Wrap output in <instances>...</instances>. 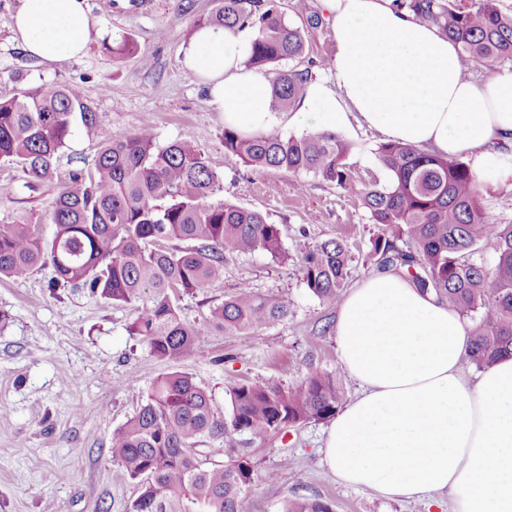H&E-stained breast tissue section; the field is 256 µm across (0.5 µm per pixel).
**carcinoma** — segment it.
I'll return each mask as SVG.
<instances>
[{
    "label": "carcinoma",
    "mask_w": 512,
    "mask_h": 512,
    "mask_svg": "<svg viewBox=\"0 0 512 512\" xmlns=\"http://www.w3.org/2000/svg\"><path fill=\"white\" fill-rule=\"evenodd\" d=\"M196 26L249 27L256 33L249 68H271V108H294L312 78L302 62L303 31L288 21L281 0H215ZM502 0H395L396 7L436 27L459 47L464 73L479 63H512V11ZM80 120L100 140L92 170L72 172L57 193L46 241L35 224H0V277L19 278L50 262L57 279L104 300L135 305L129 331L151 355L177 360L202 352L210 331L248 334L288 317L285 295L262 296L240 287L210 310L202 324L182 318L177 299L224 274L226 253L260 250L280 264L301 258L303 282L322 303L347 286L348 245L331 238L289 252L280 225L259 211L216 201L219 177L191 141L164 146L146 131H101L96 112L70 85L42 83L0 99V157L38 183L51 182L71 125ZM353 145L336 133L285 137L278 130L246 136L224 127V150L254 170L284 168L352 188L346 158ZM389 173L384 185L360 191L378 228L367 261L405 273L423 291L474 321L465 366L484 369L512 357V223L492 221L481 205L483 183L471 167L410 145L376 149ZM484 243L496 260L474 259ZM339 372L310 373L302 382H239L225 389L224 411L188 374L155 379L137 412L112 432L110 452L122 474L141 483L129 512H241L257 477L244 445L273 433L336 415ZM218 442L227 462L207 461L199 446ZM283 512H332L329 502L289 499Z\"/></svg>",
    "instance_id": "cac0c4a2"
}]
</instances>
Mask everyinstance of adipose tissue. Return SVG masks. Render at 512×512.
<instances>
[{"label":"adipose tissue","instance_id":"ef3b65f1","mask_svg":"<svg viewBox=\"0 0 512 512\" xmlns=\"http://www.w3.org/2000/svg\"><path fill=\"white\" fill-rule=\"evenodd\" d=\"M391 2L321 0L336 81H310L292 122L315 133L355 122L391 142L466 157L481 179H512V74L465 78L457 46ZM93 27L85 0H21L12 24L43 63L84 55ZM253 40L247 27L199 28L183 66L226 126L263 135L280 118L269 76L245 65ZM335 333L360 389L326 431L323 459L337 480L385 497L443 492L450 512H512V357L470 378L469 326L388 270L348 291Z\"/></svg>","mask_w":512,"mask_h":512}]
</instances>
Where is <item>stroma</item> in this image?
<instances>
[{
  "instance_id": "obj_1",
  "label": "stroma",
  "mask_w": 512,
  "mask_h": 512,
  "mask_svg": "<svg viewBox=\"0 0 512 512\" xmlns=\"http://www.w3.org/2000/svg\"><path fill=\"white\" fill-rule=\"evenodd\" d=\"M95 22L87 54L46 64L30 57L12 32L20 0H0V98L40 83L80 89L112 133L150 131L159 144L190 139L220 177L217 199L260 211L281 225L286 247L302 239L348 244L350 282L372 273L366 260L376 234L359 195L385 183L374 151L379 134L357 127L341 135L354 145L347 167L355 191L285 169L252 170L222 144L224 115L208 102L203 84L181 60L195 22L214 0H87ZM131 38L133 56L116 57L112 42ZM313 77H329L324 62L336 53L329 23L304 30ZM98 140L74 126L53 182L29 184L20 167L0 159V182H11L13 200L0 202V224L37 225L52 237L51 202L72 170H90ZM300 261L272 262L264 252L228 254L224 275L202 291L178 298L190 322L208 317L241 284L262 295H285L292 311L282 322L247 335L208 333L202 354L178 361L151 356L128 326L134 305L107 303L82 288L55 285L51 264L22 278L0 280V512H128L138 481L121 477L110 453L112 432L144 401L153 381L178 370L193 376L224 404L232 381L303 380L310 372L339 370L337 303L323 304L307 290ZM327 422L299 425L255 442L258 480L246 490L243 512H282L290 498H320L333 512H443L439 494L424 499L384 498L340 485L322 461ZM279 478L269 483L262 473Z\"/></svg>"
}]
</instances>
